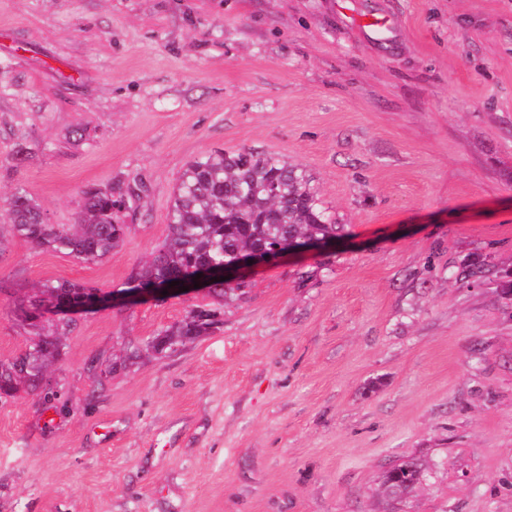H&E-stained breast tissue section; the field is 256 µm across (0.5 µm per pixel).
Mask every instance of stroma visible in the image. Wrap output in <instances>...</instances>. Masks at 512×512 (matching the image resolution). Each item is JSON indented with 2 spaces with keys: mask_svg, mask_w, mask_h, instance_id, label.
Returning <instances> with one entry per match:
<instances>
[{
  "mask_svg": "<svg viewBox=\"0 0 512 512\" xmlns=\"http://www.w3.org/2000/svg\"><path fill=\"white\" fill-rule=\"evenodd\" d=\"M218 148L301 165L341 235L232 299L23 320L47 281L123 288ZM19 186L53 224L113 187L130 232L91 265L37 248ZM200 305L218 328L151 349ZM38 333L0 512H512V0H0V359Z\"/></svg>",
  "mask_w": 512,
  "mask_h": 512,
  "instance_id": "stroma-1",
  "label": "stroma"
}]
</instances>
